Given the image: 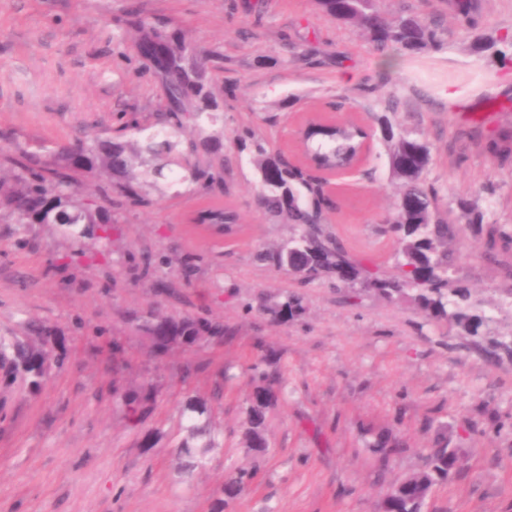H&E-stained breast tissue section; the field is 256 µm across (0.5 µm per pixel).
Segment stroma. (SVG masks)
I'll list each match as a JSON object with an SVG mask.
<instances>
[{
    "instance_id": "1",
    "label": "stroma",
    "mask_w": 512,
    "mask_h": 512,
    "mask_svg": "<svg viewBox=\"0 0 512 512\" xmlns=\"http://www.w3.org/2000/svg\"><path fill=\"white\" fill-rule=\"evenodd\" d=\"M438 13L437 47L374 52L366 32L327 15L317 0H0V176L9 155L57 162L90 135L114 136L123 113L146 118L161 104L157 79L139 59L131 14L172 22L209 55L224 97V152L248 127L270 150L300 158L297 131L328 102L372 133L360 170L330 178L336 202L328 230L349 255L381 276L398 273L396 242L379 228L393 217L400 186L389 176L379 116L429 143L426 181L443 202L464 198L485 222L512 225V159L490 153L493 133L512 130V67L494 56L512 35V0H480V24L461 29L448 0H376L386 17L402 4ZM456 92L461 106L448 102ZM237 234L192 224L204 203L193 186L165 188L147 209L116 212L108 239L70 235L57 224H14L0 210V336L26 325L54 329L44 347L66 352L38 395L0 378V512H210L225 474L247 470L240 445L250 365L275 353L287 388L269 414L264 480L227 512H375L389 487L423 463L447 428L460 463L436 486L424 512H512V357L487 360L451 322L422 326L412 303L362 288H334L258 264L263 247L295 227L258 205L248 157L227 177ZM452 277L484 315L482 338L512 343V251L489 254L478 225L460 218ZM163 258L141 278L144 255ZM192 260V272L183 263ZM299 293L295 322L265 307ZM224 321L232 336L203 347L152 354L134 319L147 308ZM230 381L214 421L224 446L189 484H179L169 448L183 401L209 398L220 373ZM154 388L141 428L128 427L113 391ZM392 434L408 447L380 468L370 442Z\"/></svg>"
}]
</instances>
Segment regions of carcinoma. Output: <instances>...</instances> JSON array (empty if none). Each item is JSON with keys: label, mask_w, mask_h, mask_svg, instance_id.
Wrapping results in <instances>:
<instances>
[{"label": "carcinoma", "mask_w": 512, "mask_h": 512, "mask_svg": "<svg viewBox=\"0 0 512 512\" xmlns=\"http://www.w3.org/2000/svg\"><path fill=\"white\" fill-rule=\"evenodd\" d=\"M322 7L339 21L359 23L380 53L394 49L417 52L438 44L436 19H426L408 6L394 22L388 21L372 0H324ZM455 8L459 27L477 28V0H456ZM131 25L139 33L135 48L156 47L153 55L142 56L162 90L155 122L145 125L132 115L123 122L122 131L138 136L137 145L130 144L124 135H94L65 150L56 167L38 165L27 152L9 156L13 181L7 183L0 178V207L13 223L52 224L51 215L57 214L65 224L72 218L76 224L95 227L102 239L108 237L115 223L113 212L153 204L158 179L168 180L171 186L195 184L211 197L227 195L224 168H215L208 161L224 140V131L218 126L224 91L213 86L209 68L216 58L202 54L184 33L169 30L163 23L136 15ZM378 124L390 172L400 182V197L412 199L410 209L397 206L394 220L381 227L399 245L398 276L380 277L352 259L342 243L322 227L324 211L332 208L325 184L285 156L268 151L263 139L244 128L236 138L237 152L248 153L258 173L260 208L296 227V234L286 244L260 250L255 259L278 270L290 264L303 265V284L328 279L336 288L359 285L389 301L407 296L424 322L449 319L466 335L478 336L484 317L472 309L468 290L452 285L448 277L456 261V252L448 248V242L456 237L450 219L453 208L443 207L438 192L426 184L429 147L403 128L394 127L385 115L378 118ZM188 129L195 136L185 139L183 134ZM364 138L365 132L358 126L345 124L336 129L330 122H317L306 134L304 145L310 159L331 170L345 158L356 156ZM137 158L143 163L154 162V180H143L135 173ZM82 175L106 176L102 198L107 205L100 204L96 197L83 196ZM194 221L219 235H228L238 224V214L230 206L213 203L199 209ZM486 246L492 254L512 246V225H487ZM304 313L302 297L294 293L269 310L272 320L279 322L297 319ZM137 329L150 338L151 349L157 354L173 346L200 347L233 335L222 321L190 314L164 315L152 308L139 317ZM36 353L34 348L0 339V363L23 372L35 393L41 390L44 378ZM251 371L256 386L246 410L242 444L253 454L255 464L250 470L232 474L224 483L215 499V512H225L258 478L260 460L269 448L267 415L284 395L277 372L262 370L258 364L252 365ZM155 402L152 390L126 392L118 399L134 427L142 423ZM211 411L212 406L199 398L190 397L183 404L181 434L173 448L181 474L205 467L210 453L224 445V432L215 426ZM374 447L383 460L404 450L403 443L393 436L378 438ZM458 460L459 449L449 447L447 437L438 438L424 466L389 490L387 512H422L433 489L448 480Z\"/></svg>", "instance_id": "carcinoma-1"}]
</instances>
